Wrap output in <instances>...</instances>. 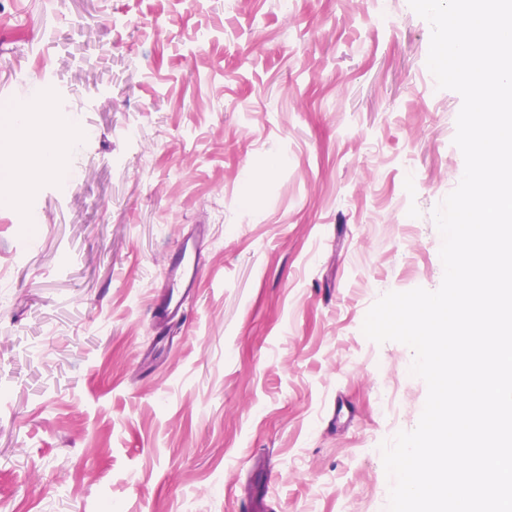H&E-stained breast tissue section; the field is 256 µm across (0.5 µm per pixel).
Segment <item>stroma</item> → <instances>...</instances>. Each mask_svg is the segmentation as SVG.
<instances>
[{"instance_id": "35a3bbf8", "label": "stroma", "mask_w": 512, "mask_h": 512, "mask_svg": "<svg viewBox=\"0 0 512 512\" xmlns=\"http://www.w3.org/2000/svg\"><path fill=\"white\" fill-rule=\"evenodd\" d=\"M9 107L69 114L0 179V512H387L426 397L362 332L443 279L461 96L408 0H0ZM34 195L38 215L20 208ZM198 235L182 323L150 298ZM71 122L72 119L66 115H56L53 119L56 133L45 137L43 143L46 165L57 163L60 153L71 147L70 138L64 134L70 127Z\"/></svg>"}]
</instances>
